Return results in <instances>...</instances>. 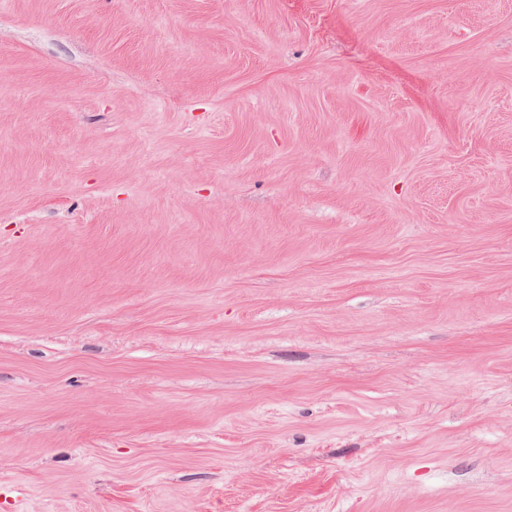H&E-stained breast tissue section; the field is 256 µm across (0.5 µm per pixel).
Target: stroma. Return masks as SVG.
<instances>
[{"label": "stroma", "mask_w": 512, "mask_h": 512, "mask_svg": "<svg viewBox=\"0 0 512 512\" xmlns=\"http://www.w3.org/2000/svg\"><path fill=\"white\" fill-rule=\"evenodd\" d=\"M0 512H512V0H0Z\"/></svg>", "instance_id": "stroma-1"}]
</instances>
